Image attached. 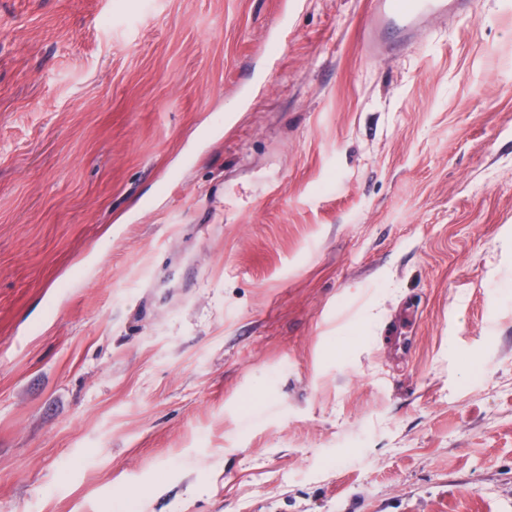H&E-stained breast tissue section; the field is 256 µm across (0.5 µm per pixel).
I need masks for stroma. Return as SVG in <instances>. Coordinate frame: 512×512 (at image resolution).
<instances>
[{"mask_svg":"<svg viewBox=\"0 0 512 512\" xmlns=\"http://www.w3.org/2000/svg\"><path fill=\"white\" fill-rule=\"evenodd\" d=\"M369 17L0 0V512H512V0ZM472 9L471 0H373L365 51L369 56L390 52L391 47L383 41L387 32L400 33L410 45L430 26L448 16H470Z\"/></svg>","mask_w":512,"mask_h":512,"instance_id":"stroma-1","label":"stroma"}]
</instances>
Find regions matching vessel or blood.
<instances>
[{
    "instance_id": "obj_1",
    "label": "vessel or blood",
    "mask_w": 512,
    "mask_h": 512,
    "mask_svg": "<svg viewBox=\"0 0 512 512\" xmlns=\"http://www.w3.org/2000/svg\"><path fill=\"white\" fill-rule=\"evenodd\" d=\"M472 9V0H372L365 51L371 56L388 53L385 33L397 32L412 42L430 26L451 16H469Z\"/></svg>"
}]
</instances>
